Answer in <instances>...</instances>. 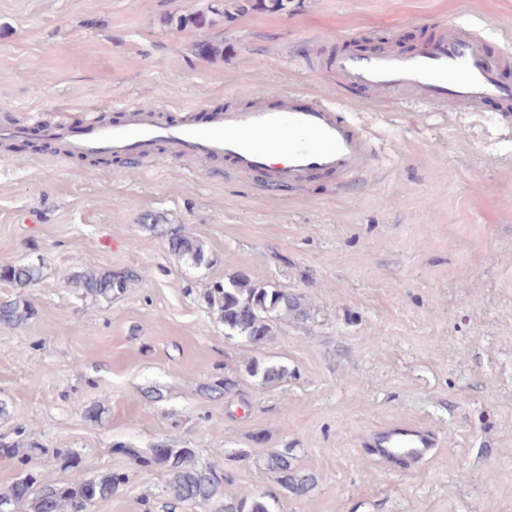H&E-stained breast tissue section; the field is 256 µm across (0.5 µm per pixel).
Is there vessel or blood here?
Segmentation results:
<instances>
[{
  "label": "vessel or blood",
  "mask_w": 512,
  "mask_h": 512,
  "mask_svg": "<svg viewBox=\"0 0 512 512\" xmlns=\"http://www.w3.org/2000/svg\"><path fill=\"white\" fill-rule=\"evenodd\" d=\"M512 59L487 52L482 38L460 24L446 30L419 52L406 55L394 47L361 55L339 51L328 67L344 87L382 94L412 89L430 105L472 108L495 100L512 110V86L499 73ZM40 132L64 142L72 155L134 156L152 162L158 148L176 158L224 159L229 174L245 179L263 175L271 185L300 184L329 174L346 180L365 172L381 151L367 127L335 102L300 92L280 94L275 105L256 103L246 110L213 109L181 121L166 118L160 104L130 108L105 124L89 118L81 124L39 121L0 126V141ZM383 461L426 459L436 446L432 433L416 424L386 425L368 439Z\"/></svg>",
  "instance_id": "obj_1"
}]
</instances>
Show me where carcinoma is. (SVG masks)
Here are the masks:
<instances>
[{"mask_svg": "<svg viewBox=\"0 0 512 512\" xmlns=\"http://www.w3.org/2000/svg\"><path fill=\"white\" fill-rule=\"evenodd\" d=\"M151 228L165 238L169 252L191 266L209 265L212 258L199 239L186 234L180 225L163 224L153 217ZM42 277V267L17 263L0 268V280L17 287H28ZM70 287L84 296L108 298L124 291L127 279L110 272L90 269L72 276ZM206 303L216 310L224 323L225 335L250 344H261L274 334L276 322L292 319L303 322L308 309L303 297L285 288H272L257 283L245 273H237L213 286L204 295ZM31 315L29 304L16 297L0 301V323L17 324ZM246 373L261 385H275L288 376L286 366L253 360ZM123 452L141 467L163 468L168 476V488L173 498L183 504L218 505L217 512H275L268 495L229 492L226 487L233 479L211 467L193 462L189 448H171L158 444L151 455L143 456L134 448ZM0 456L17 461L19 473L7 493L0 496V512L9 507H25L29 512H87V509L112 499L128 480V475L109 472L99 478L87 479L81 471V461L74 454H59L61 465L71 470L65 485L43 482L41 475L26 468L28 453L21 448L3 444ZM263 468L274 473L278 484L295 495H305L317 484V476L299 469L288 450L273 451L262 459Z\"/></svg>", "mask_w": 512, "mask_h": 512, "instance_id": "1", "label": "carcinoma"}]
</instances>
